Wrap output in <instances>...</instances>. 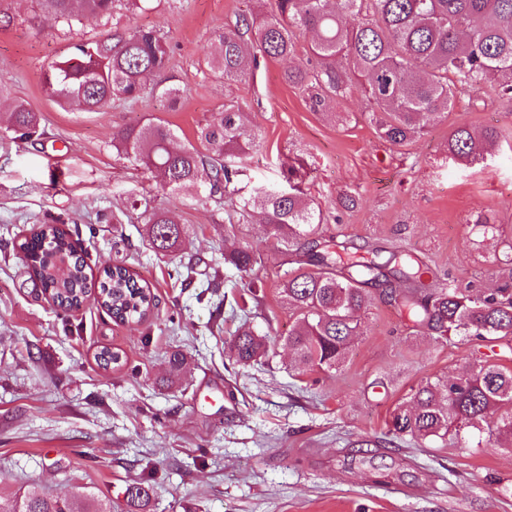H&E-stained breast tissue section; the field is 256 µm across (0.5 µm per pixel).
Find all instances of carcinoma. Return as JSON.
Instances as JSON below:
<instances>
[{"label":"carcinoma","instance_id":"carcinoma-1","mask_svg":"<svg viewBox=\"0 0 512 512\" xmlns=\"http://www.w3.org/2000/svg\"><path fill=\"white\" fill-rule=\"evenodd\" d=\"M35 2L40 12L71 28L86 16L108 20L122 11L142 12L155 0ZM302 37L308 38L306 60L287 67L283 80L297 87L316 112L361 95L378 136L393 145L447 117L463 91L489 86L512 96V0H271L269 7L240 14L233 28L217 32L206 63L213 74L242 81L259 57L292 58ZM169 55L164 35L153 27L115 30L73 44L69 56L43 72L42 83L52 98L86 112H104L115 100L139 99L147 80L166 70ZM4 105L16 139L39 136V114L0 79ZM245 121L246 113L233 104L214 109L199 132L206 156L193 147H174V134L160 119L126 128L112 138V151L139 163L164 189L204 188L203 205L237 196L240 214L254 218L264 235L289 251L299 272L280 291L296 317L286 345L305 368L330 371L341 364L367 302L363 285L389 268L403 278L399 304L431 334L512 339V269L486 294L452 285L429 288L423 281L426 265L401 250L372 251L342 263V254L351 253L353 245L310 240L324 216L307 200L300 165H288L280 185L242 194L236 162L254 148V142L243 139ZM496 139L493 127L476 131L459 125L448 135V156L471 161ZM138 219L146 224L153 248L174 253L182 246L184 227L166 210L146 202ZM20 250L64 311L80 308L92 296L119 322L138 324L152 313L154 296L126 268L114 266L98 279L89 277L72 234L58 224L39 225ZM224 260L248 272L257 264V251L246 245L224 254ZM232 350L236 361L248 363L265 355L269 344L243 330L232 340ZM491 411L500 412V422L488 437L511 448L512 371L472 364L455 377L419 386L393 411L389 432L423 444L446 442ZM92 501L85 491L60 497L33 487L15 497L10 512H112L102 503L88 510ZM149 502L145 483L127 489V506L144 509Z\"/></svg>","mask_w":512,"mask_h":512}]
</instances>
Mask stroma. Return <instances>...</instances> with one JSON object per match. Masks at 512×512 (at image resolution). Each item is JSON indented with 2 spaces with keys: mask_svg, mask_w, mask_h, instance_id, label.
<instances>
[{
  "mask_svg": "<svg viewBox=\"0 0 512 512\" xmlns=\"http://www.w3.org/2000/svg\"><path fill=\"white\" fill-rule=\"evenodd\" d=\"M254 0H161L112 25L88 17L66 28L34 0H13L0 26V78L41 116L43 134L14 139L0 125V512L31 487L70 494L82 487L125 506L126 490L150 480L147 512H512V454L484 432L422 447L386 443L387 421L426 380L491 362L512 369V341L431 336L409 321L385 285H366L362 327L341 367L298 366L283 341L295 319L279 288L297 267L256 224L230 225L232 200L201 205L194 190L159 188L136 162L117 159L112 138L150 118L180 145L222 104L248 112L254 150L241 162L245 189L276 186L288 161L303 164L325 215L324 239L362 249L397 246L432 269L433 283L489 291L512 251V99L460 95L446 120L412 142L380 139L367 103L355 95L335 114L313 111L266 59L248 81L210 75L214 31ZM156 27L170 50L160 79L178 102L149 90L83 112L48 97L42 73L74 43ZM459 124L495 128L482 159L449 158ZM353 198L345 206V198ZM150 199L187 230L175 256L156 252L132 201ZM58 218L92 272L125 267L149 288L155 307L142 324L116 322L97 303L63 313L28 266L20 244ZM496 235L484 234V224ZM249 243L252 272L224 261ZM262 281L256 294L252 282ZM268 337L258 363L236 362L239 327ZM124 364L102 369L101 349ZM181 352L179 379L169 357Z\"/></svg>",
  "mask_w": 512,
  "mask_h": 512,
  "instance_id": "1",
  "label": "stroma"
}]
</instances>
